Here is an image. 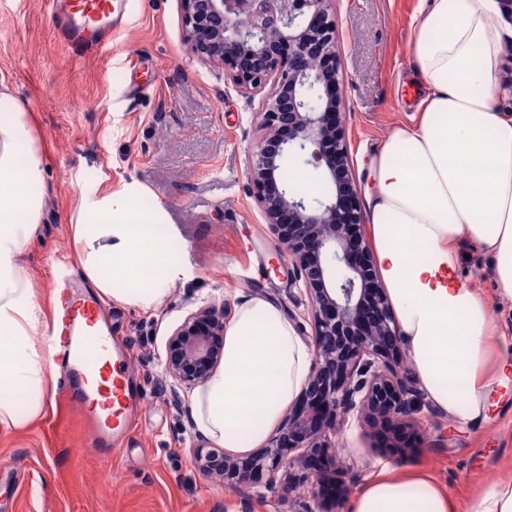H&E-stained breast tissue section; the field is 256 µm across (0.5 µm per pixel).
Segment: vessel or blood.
I'll use <instances>...</instances> for the list:
<instances>
[{
  "label": "vessel or blood",
  "mask_w": 512,
  "mask_h": 512,
  "mask_svg": "<svg viewBox=\"0 0 512 512\" xmlns=\"http://www.w3.org/2000/svg\"><path fill=\"white\" fill-rule=\"evenodd\" d=\"M126 0H47L60 41L84 56L105 50L112 41L114 17L124 15ZM47 342L62 370V394L90 410L94 447L111 452L138 426L139 398L123 352L105 331L104 308L68 271H61L53 296Z\"/></svg>",
  "instance_id": "vessel-or-blood-1"
}]
</instances>
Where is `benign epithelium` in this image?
<instances>
[{
    "label": "benign epithelium",
    "instance_id": "benign-epithelium-1",
    "mask_svg": "<svg viewBox=\"0 0 512 512\" xmlns=\"http://www.w3.org/2000/svg\"><path fill=\"white\" fill-rule=\"evenodd\" d=\"M186 39L202 62L224 69L236 88L271 85L261 106L262 135L249 183L265 219L292 259L294 282L311 301L313 363L298 401L266 444L246 457L189 448L200 470L246 490L266 474L277 499L296 483L311 488L313 512H347L348 488L326 498L310 467L315 455L336 458L332 436L351 414L371 425L397 424L419 434L423 406L398 326L364 240L359 191L340 120L344 84L331 0H180ZM297 157L324 169L334 192L310 198L281 179ZM224 308L190 313L166 343L173 389L204 385L224 354Z\"/></svg>",
    "mask_w": 512,
    "mask_h": 512
}]
</instances>
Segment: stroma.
<instances>
[{
    "label": "stroma",
    "mask_w": 512,
    "mask_h": 512,
    "mask_svg": "<svg viewBox=\"0 0 512 512\" xmlns=\"http://www.w3.org/2000/svg\"><path fill=\"white\" fill-rule=\"evenodd\" d=\"M330 8L345 76L341 123L366 204L377 191L374 155L395 128L414 122L426 94L411 49L420 0H332ZM2 90L22 107L45 160L39 238L24 256L37 301L52 306L59 255L82 271L70 216L83 188L135 191L140 207L162 205L179 270L151 309L104 303L141 391L136 434L104 460L82 410L51 386L36 417L0 424V512H309L306 488L280 502L263 485L243 493L204 476L189 446L211 442L194 425L189 392L172 395L161 365L168 337L206 303L230 313L243 298L263 296L301 336L311 331L309 299L292 283L291 259L248 181L262 92L237 91L222 68L193 55L180 0H128L111 49L79 59L59 42L46 0H0ZM460 252V275L478 281L512 336V307L494 302L491 258L467 245ZM424 413L430 446L396 469L424 470L462 500L512 477V401L478 429L430 405ZM336 455L343 469L335 478L354 493L387 463L354 417L336 436Z\"/></svg>",
    "instance_id": "obj_1"
}]
</instances>
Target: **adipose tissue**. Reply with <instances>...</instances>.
<instances>
[{
	"label": "adipose tissue",
	"instance_id": "adipose-tissue-1",
	"mask_svg": "<svg viewBox=\"0 0 512 512\" xmlns=\"http://www.w3.org/2000/svg\"><path fill=\"white\" fill-rule=\"evenodd\" d=\"M504 31L496 0H428L411 37L428 94L418 120L381 147L367 210L413 373L436 410L464 428L487 424L512 398V337L492 320L483 289L458 273L460 244L492 256L498 299L512 305V113L493 104ZM43 166L22 109L0 92V423L17 427L47 392L46 356L31 336L48 315L20 261L40 230ZM19 182L25 193L15 192ZM72 221L83 273L101 296L153 307L175 275L162 207L141 209L131 193L107 190L81 195ZM312 362L278 305L245 298L224 324L222 365L191 397L197 430L227 452H250ZM353 512H512V479L460 502L432 478L385 466L359 490Z\"/></svg>",
	"mask_w": 512,
	"mask_h": 512
}]
</instances>
